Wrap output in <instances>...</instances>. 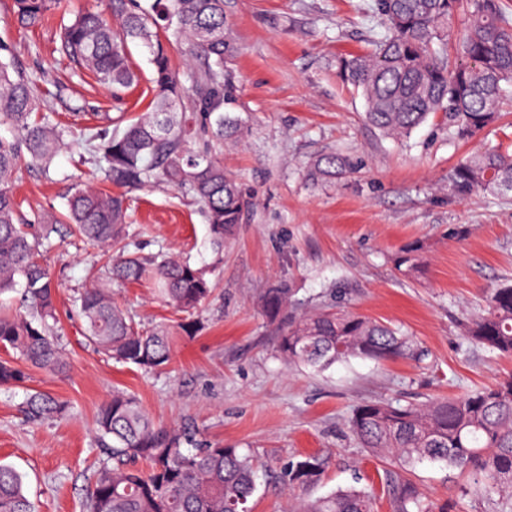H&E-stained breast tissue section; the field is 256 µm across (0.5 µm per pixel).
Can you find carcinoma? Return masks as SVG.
I'll use <instances>...</instances> for the list:
<instances>
[{
  "mask_svg": "<svg viewBox=\"0 0 512 512\" xmlns=\"http://www.w3.org/2000/svg\"><path fill=\"white\" fill-rule=\"evenodd\" d=\"M18 24L36 28L60 0H14ZM505 0H374L386 34L370 48L336 59L337 74L364 104L365 120L384 137L402 140L440 113L461 139L498 121L500 103L512 87V21ZM468 15L464 32L448 45V28L458 13ZM61 49L104 88L117 94L139 82L128 46L148 53L151 98L148 110L125 126L89 129L72 145L91 154L103 182L121 192L77 188L66 214L34 212L26 218L12 189L22 159L49 167L65 144L64 131L44 116L34 83L13 56L0 58V121L13 128L0 137V294L18 291L22 310L0 312V345L50 377L66 373L59 351L55 289L40 263L55 224H69L80 238L112 250L109 282L93 284L74 300L84 337L112 360L153 370L169 363L171 336L140 332L112 299L111 283L152 275L159 294L192 313L211 294L206 272L164 254L141 258L129 250L127 194L150 186L173 187L198 204L211 234L224 250L248 207L235 175L224 170L217 151L237 144L246 130L233 112L234 86L224 72L233 52L225 33L224 0H106V10H89L60 29ZM184 47L188 71L171 65L167 46ZM350 169L339 154L315 160L312 174L334 178ZM462 194L512 198V153L477 150L454 169ZM395 269L416 278L425 269L423 246L398 250ZM290 289L275 285L261 296L266 317L280 326L279 355L289 364L323 371L349 358L378 361L418 357L396 327L345 310H319L288 317ZM465 335L512 357V284L494 290L484 312L468 319ZM28 374L0 360V386L25 383ZM30 416L61 414L65 405L49 395L28 394ZM95 425L108 462L95 473L88 512H237L249 509L255 485L250 452L235 446L195 442L186 429L165 427L135 396L115 391L99 409ZM349 429L362 447L393 458L409 470L424 462L469 472L512 512V377L461 397L421 406L370 401L360 405ZM327 467L320 455H299L280 471L283 485L316 484ZM397 512H426L422 494L408 479L386 478ZM375 494L339 488L289 512H374ZM0 512H36L11 465L0 463Z\"/></svg>",
  "mask_w": 512,
  "mask_h": 512,
  "instance_id": "carcinoma-1",
  "label": "carcinoma"
}]
</instances>
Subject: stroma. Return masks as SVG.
Returning <instances> with one entry per match:
<instances>
[{
  "mask_svg": "<svg viewBox=\"0 0 512 512\" xmlns=\"http://www.w3.org/2000/svg\"><path fill=\"white\" fill-rule=\"evenodd\" d=\"M371 4L224 0L235 113L251 127L238 146L217 155L250 200L237 235L214 251L204 217L178 191L155 186L129 196L132 250L190 260L215 284L194 315L198 331L175 337L167 368L147 373L88 345L72 298L87 285L89 265L105 269L108 255L73 245L66 225L52 233L41 262L58 288L69 372L50 378L35 370L25 386L0 387V462L22 474L37 512H86L104 458L94 420L118 388L159 423L189 424L207 443L249 450L258 475L251 512H285L289 502L349 486L373 487L376 512H396L382 484L389 472L406 473L429 512H497L498 495L474 485L468 473L428 461L402 471L395 460L361 448L347 427L353 410L370 400L421 405L512 374V358L463 335L487 293L512 278V199L462 195L451 181L472 151L512 147V93L500 121L472 140L453 138L439 116L405 141L383 137L364 121L361 98L336 77L337 57L367 49L382 31ZM0 43L55 121L77 128L105 113L130 117L146 107L151 68L142 49L131 50L142 85L116 96L62 53L58 19L24 29L13 0H0ZM332 152L345 156L352 171L313 179L311 164ZM99 178L96 166L68 147L49 169L22 165L13 189L23 211L58 214L72 186ZM415 242L424 245L428 267L413 280L394 270L391 257ZM281 282L292 290L290 314L338 308L375 318L406 332L421 358H355L322 372L286 365L276 353L278 328L258 304ZM112 296L144 332L185 318L149 278L113 287ZM31 389L64 401L66 412L30 420L24 402ZM307 453L329 460L320 482L284 488L281 466Z\"/></svg>",
  "mask_w": 512,
  "mask_h": 512,
  "instance_id": "stroma-1",
  "label": "stroma"
}]
</instances>
